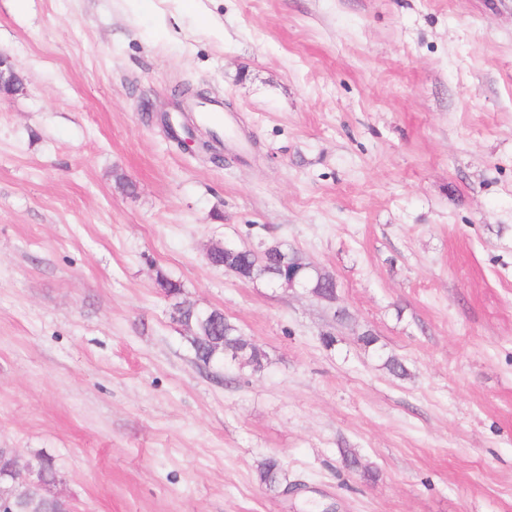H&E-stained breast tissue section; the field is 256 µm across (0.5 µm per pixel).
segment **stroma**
Returning a JSON list of instances; mask_svg holds the SVG:
<instances>
[{"label":"stroma","mask_w":512,"mask_h":512,"mask_svg":"<svg viewBox=\"0 0 512 512\" xmlns=\"http://www.w3.org/2000/svg\"><path fill=\"white\" fill-rule=\"evenodd\" d=\"M1 50L0 448L73 512H512V0H0ZM273 240L334 303L205 259ZM23 89V79L12 63L11 56L0 52V96H10ZM206 311L210 314L192 317L191 346L196 360L205 365L215 361L224 362L226 349L234 354V361L238 362L239 369L248 368L254 373L260 372L264 363L254 349L245 348V345L240 343L239 338L242 336L237 326L226 319L224 313L218 309Z\"/></svg>","instance_id":"obj_1"}]
</instances>
